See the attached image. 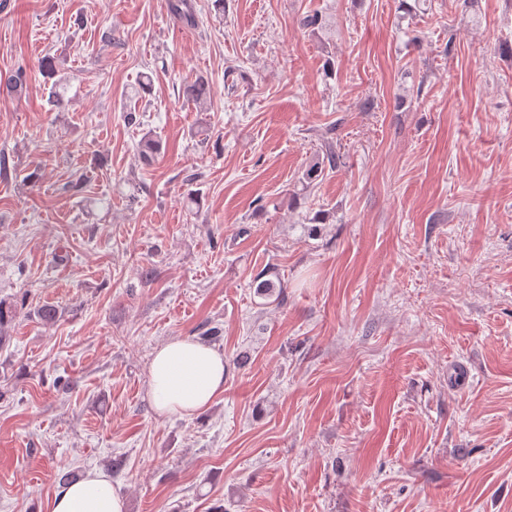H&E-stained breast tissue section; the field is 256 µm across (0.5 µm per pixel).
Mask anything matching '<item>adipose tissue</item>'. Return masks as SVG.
I'll list each match as a JSON object with an SVG mask.
<instances>
[{
  "mask_svg": "<svg viewBox=\"0 0 512 512\" xmlns=\"http://www.w3.org/2000/svg\"><path fill=\"white\" fill-rule=\"evenodd\" d=\"M227 365L222 352L195 338H173L153 354L148 394L161 415L191 417L224 392ZM50 512H125L111 480L90 470L54 495Z\"/></svg>",
  "mask_w": 512,
  "mask_h": 512,
  "instance_id": "ef3b65f1",
  "label": "adipose tissue"
}]
</instances>
